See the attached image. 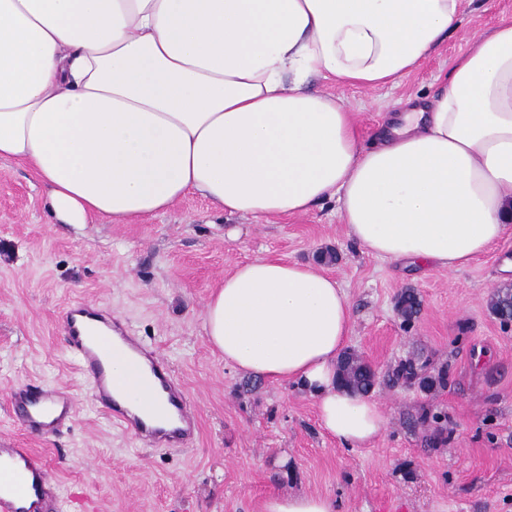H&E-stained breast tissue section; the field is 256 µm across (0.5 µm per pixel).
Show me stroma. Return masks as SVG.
I'll return each instance as SVG.
<instances>
[{"instance_id": "stroma-1", "label": "stroma", "mask_w": 512, "mask_h": 512, "mask_svg": "<svg viewBox=\"0 0 512 512\" xmlns=\"http://www.w3.org/2000/svg\"><path fill=\"white\" fill-rule=\"evenodd\" d=\"M512 19V0H472L458 28L395 85L363 89L312 79L354 113L371 143L390 109L429 98L475 38ZM271 256L320 263L347 294V352L377 374L386 416L366 448H345L320 426L295 385L225 364L201 330L205 304L238 264ZM512 234L466 268L388 262L347 235L334 203L269 221L230 216L198 195L130 224H55L35 172L0 160V447L35 448L62 490L58 512H261L297 491L330 497L337 512H512V325L489 301L512 274ZM420 312L404 322L400 294ZM76 301L103 307L171 366L197 411L189 445L152 448L110 422L79 376L62 328ZM418 380L398 379L405 361ZM436 379L434 389L421 378ZM66 386L76 413L39 435L17 420L20 383Z\"/></svg>"}]
</instances>
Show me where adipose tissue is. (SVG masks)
<instances>
[{"instance_id":"obj_1","label":"adipose tissue","mask_w":512,"mask_h":512,"mask_svg":"<svg viewBox=\"0 0 512 512\" xmlns=\"http://www.w3.org/2000/svg\"><path fill=\"white\" fill-rule=\"evenodd\" d=\"M464 2L0 0V160L35 170L60 224H125L195 193L256 220L332 198L368 254L459 270L512 234V21L368 147L308 83H398ZM352 323L319 268L256 258L218 283L202 330L225 364L295 384L329 435L363 448L385 417L337 383Z\"/></svg>"}]
</instances>
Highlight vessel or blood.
Masks as SVG:
<instances>
[{"mask_svg":"<svg viewBox=\"0 0 512 512\" xmlns=\"http://www.w3.org/2000/svg\"><path fill=\"white\" fill-rule=\"evenodd\" d=\"M68 349L81 373L90 379L96 402L116 424L155 448L180 447L193 442L198 422L183 386L166 361L150 350L118 318L85 302L70 305L63 316ZM126 347L132 368L143 374L150 410L139 402L125 406L112 395L123 385L112 375V342ZM21 425L29 432L48 434L71 421L76 400L64 389L45 390L28 383L17 385L10 395ZM54 485L47 463L31 448H0V512H46L45 502Z\"/></svg>","mask_w":512,"mask_h":512,"instance_id":"1","label":"vessel or blood"}]
</instances>
